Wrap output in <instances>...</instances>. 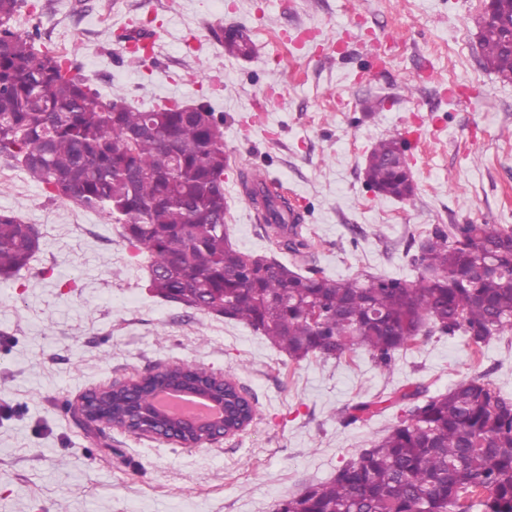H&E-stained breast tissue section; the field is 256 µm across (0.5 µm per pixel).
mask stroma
I'll return each mask as SVG.
<instances>
[{
	"label": "stroma",
	"mask_w": 512,
	"mask_h": 512,
	"mask_svg": "<svg viewBox=\"0 0 512 512\" xmlns=\"http://www.w3.org/2000/svg\"><path fill=\"white\" fill-rule=\"evenodd\" d=\"M484 0H25L15 27L64 43L102 98L208 104L224 117L225 222L246 253L295 261L239 183L277 180L303 214L307 264L332 277L412 279L408 254L437 224L512 228V81L484 67ZM249 58L225 55V28ZM414 97H405V85ZM402 138L409 200L363 176L372 145ZM0 210L35 225L28 267L0 277V512H275L333 477L408 416L350 423V406L398 389L435 396L484 376L512 395V335L475 350L425 336L392 371L357 350L295 363L251 327L166 301L148 259L106 215L49 197L0 157ZM188 363L231 377L256 415L187 448L84 425L89 390Z\"/></svg>",
	"instance_id": "35a3bbf8"
}]
</instances>
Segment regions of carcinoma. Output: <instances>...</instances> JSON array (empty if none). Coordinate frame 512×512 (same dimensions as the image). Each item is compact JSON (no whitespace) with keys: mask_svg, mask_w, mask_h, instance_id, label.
I'll return each mask as SVG.
<instances>
[{"mask_svg":"<svg viewBox=\"0 0 512 512\" xmlns=\"http://www.w3.org/2000/svg\"><path fill=\"white\" fill-rule=\"evenodd\" d=\"M22 0H0V155L11 158L53 196L105 214L145 252L149 288L170 302L250 325L288 360H341L367 351L389 370L422 334L463 336L480 349L512 334V229L495 224H437L419 245L412 280L368 273L334 278L240 251L224 227L227 201L223 120L207 104L138 109L112 90L100 100L89 78L65 58L39 53V32L13 25ZM512 7L481 25L484 66L512 80ZM224 53L247 57L252 40L225 34ZM364 178L380 195L407 200L415 185L403 141L378 140ZM244 194L265 230L294 255L307 240L302 216L280 184L240 173ZM39 250L35 228L0 211V276L27 268ZM322 309L314 325L308 305ZM156 377L116 392L96 421L121 419L175 382L224 388L239 413L247 402L202 369ZM383 401L353 407L357 420ZM291 512H512V397L474 376L414 405L409 417L336 475L289 498Z\"/></svg>","mask_w":512,"mask_h":512,"instance_id":"1","label":"carcinoma"}]
</instances>
